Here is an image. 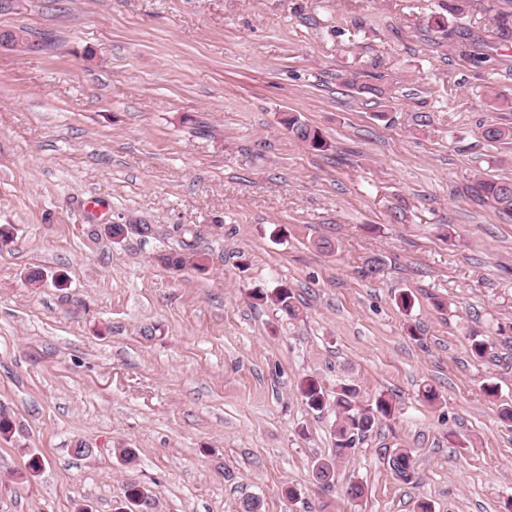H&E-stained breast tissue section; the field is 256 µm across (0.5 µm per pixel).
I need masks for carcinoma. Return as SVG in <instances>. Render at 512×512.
Here are the masks:
<instances>
[{"label":"carcinoma","instance_id":"carcinoma-1","mask_svg":"<svg viewBox=\"0 0 512 512\" xmlns=\"http://www.w3.org/2000/svg\"><path fill=\"white\" fill-rule=\"evenodd\" d=\"M285 125L288 127V132L307 147L317 151L329 149L330 144L323 134L303 122L298 115H288ZM483 137L490 143L512 140V127L490 124L484 129ZM470 192L476 199L489 203L506 214H512V180L490 181L478 178L470 186ZM254 298L272 303L289 318L298 315L299 308L296 305L295 295L292 288L286 284H280L270 291L258 289L254 292ZM299 391L309 409L323 410L327 392L317 379L311 377L303 379L299 385ZM356 399V388L348 384L336 387L333 395V403L336 406L334 425L336 453L333 457L318 459L313 464V477L325 491L331 490L335 485L338 460L350 454L356 448V444L375 427L380 418H387L394 412L392 403L383 395L376 397L374 403L365 408L359 406ZM389 464L394 474L401 476L402 482L411 483L416 479L414 462L408 451L404 450L390 458Z\"/></svg>","mask_w":512,"mask_h":512}]
</instances>
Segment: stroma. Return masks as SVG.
<instances>
[{"label":"stroma","mask_w":512,"mask_h":512,"mask_svg":"<svg viewBox=\"0 0 512 512\" xmlns=\"http://www.w3.org/2000/svg\"><path fill=\"white\" fill-rule=\"evenodd\" d=\"M0 29L27 38L0 50V512H117L132 484L144 512H505L512 216L468 187L512 179L482 136L512 126V0H13ZM282 283L298 318L253 297ZM308 376L395 408L329 491ZM285 125L288 127V133H291L297 141L307 147L317 151L329 150L330 144L323 134L318 129L312 128L303 122L298 115L288 114ZM389 464L394 474L401 476L402 482L411 483L416 479L414 462L407 450H403L395 457H391Z\"/></svg>","instance_id":"stroma-1"}]
</instances>
